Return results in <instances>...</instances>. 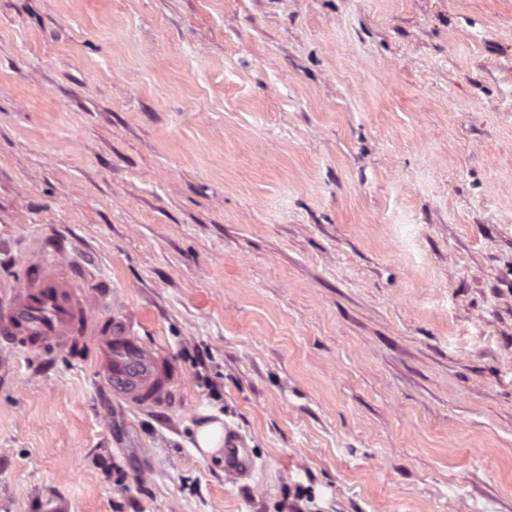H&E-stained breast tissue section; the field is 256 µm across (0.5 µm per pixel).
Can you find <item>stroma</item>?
<instances>
[{
	"mask_svg": "<svg viewBox=\"0 0 512 512\" xmlns=\"http://www.w3.org/2000/svg\"><path fill=\"white\" fill-rule=\"evenodd\" d=\"M509 52L512 0H0V288L64 235L183 375L0 341V512H512ZM195 438L199 448L209 453L225 447L224 471L227 476L237 479L253 470V460L248 448H239V442L228 439L221 422L200 425L195 431Z\"/></svg>",
	"mask_w": 512,
	"mask_h": 512,
	"instance_id": "obj_1",
	"label": "stroma"
}]
</instances>
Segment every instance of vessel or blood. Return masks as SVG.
<instances>
[{"label": "vessel or blood", "instance_id": "vessel-or-blood-1", "mask_svg": "<svg viewBox=\"0 0 512 512\" xmlns=\"http://www.w3.org/2000/svg\"><path fill=\"white\" fill-rule=\"evenodd\" d=\"M107 292L77 255L54 236L31 241L18 286L0 292V337L36 353L81 355L95 351L108 396L141 409L166 406L181 375L160 351L137 336L121 315L109 313ZM248 449L224 442V471L250 473Z\"/></svg>", "mask_w": 512, "mask_h": 512}]
</instances>
